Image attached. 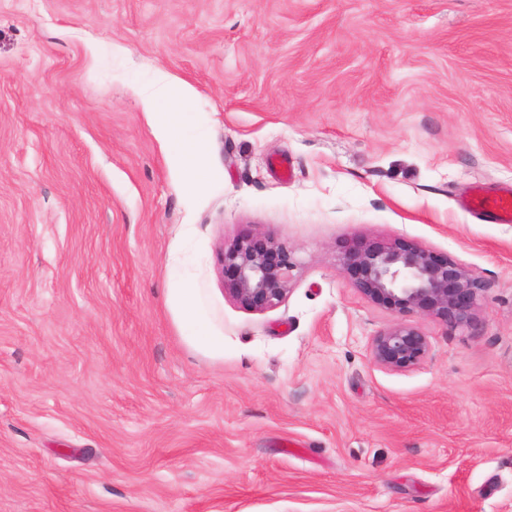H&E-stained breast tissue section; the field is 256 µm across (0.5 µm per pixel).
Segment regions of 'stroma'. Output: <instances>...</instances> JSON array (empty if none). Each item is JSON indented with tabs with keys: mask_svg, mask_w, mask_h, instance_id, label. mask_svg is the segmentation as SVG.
I'll use <instances>...</instances> for the list:
<instances>
[{
	"mask_svg": "<svg viewBox=\"0 0 512 512\" xmlns=\"http://www.w3.org/2000/svg\"><path fill=\"white\" fill-rule=\"evenodd\" d=\"M477 182L512 184V0H0V512H512V224L459 209ZM260 228L295 267L252 311L221 248ZM369 241L473 269L477 326L377 366L393 317L336 265ZM159 96L167 102V108L161 112L158 121L165 138H175L179 135V115L183 112L188 92L183 86L165 82L159 89Z\"/></svg>",
	"mask_w": 512,
	"mask_h": 512,
	"instance_id": "stroma-1",
	"label": "stroma"
}]
</instances>
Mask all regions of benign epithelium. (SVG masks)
I'll use <instances>...</instances> for the list:
<instances>
[{
  "mask_svg": "<svg viewBox=\"0 0 512 512\" xmlns=\"http://www.w3.org/2000/svg\"><path fill=\"white\" fill-rule=\"evenodd\" d=\"M222 256L230 272L224 293L240 306L264 311L286 300L294 261L289 246L271 233L260 230L225 243ZM338 263L358 292L394 316L371 343L374 363L390 370L411 369L429 354L427 338L412 317L468 328L487 288L468 266L423 246L365 243L341 252Z\"/></svg>",
  "mask_w": 512,
  "mask_h": 512,
  "instance_id": "benign-epithelium-1",
  "label": "benign epithelium"
}]
</instances>
